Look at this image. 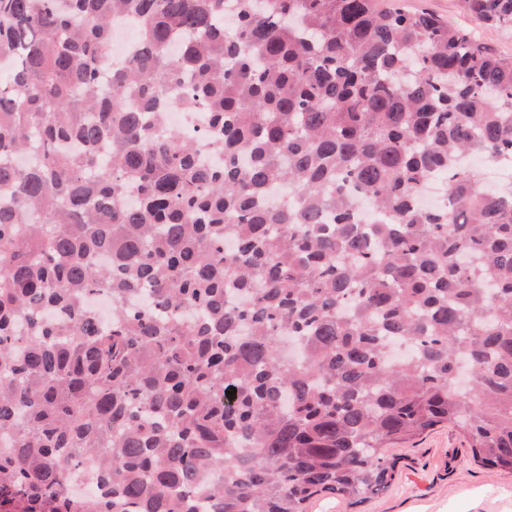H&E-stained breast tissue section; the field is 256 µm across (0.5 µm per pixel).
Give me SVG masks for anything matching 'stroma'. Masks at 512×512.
I'll use <instances>...</instances> for the list:
<instances>
[{"mask_svg": "<svg viewBox=\"0 0 512 512\" xmlns=\"http://www.w3.org/2000/svg\"><path fill=\"white\" fill-rule=\"evenodd\" d=\"M387 454L397 460L387 490L357 504L321 496L309 512H512V473L475 461L453 428H435Z\"/></svg>", "mask_w": 512, "mask_h": 512, "instance_id": "obj_1", "label": "stroma"}]
</instances>
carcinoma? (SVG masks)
Segmentation results:
<instances>
[{
	"instance_id": "obj_1",
	"label": "carcinoma",
	"mask_w": 512,
	"mask_h": 512,
	"mask_svg": "<svg viewBox=\"0 0 512 512\" xmlns=\"http://www.w3.org/2000/svg\"><path fill=\"white\" fill-rule=\"evenodd\" d=\"M466 154L512 163V56L429 12L0 0V512L358 503L442 424L512 472V196ZM112 40L115 41V51L113 54L116 57H125L129 54L132 47L134 46V26L129 22L128 19H117L113 23Z\"/></svg>"
}]
</instances>
